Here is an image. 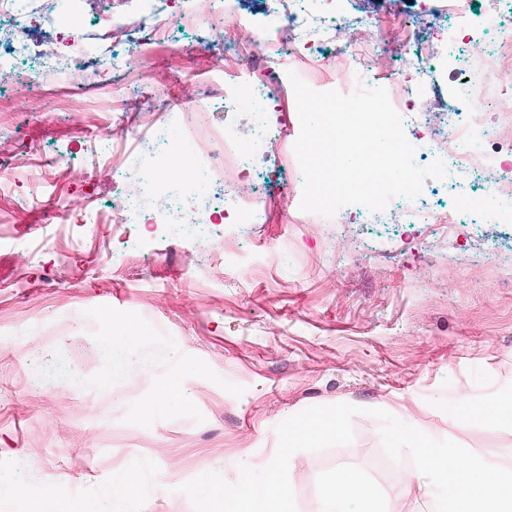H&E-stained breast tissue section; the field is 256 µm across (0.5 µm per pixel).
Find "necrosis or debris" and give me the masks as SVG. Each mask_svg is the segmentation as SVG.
Segmentation results:
<instances>
[{
  "mask_svg": "<svg viewBox=\"0 0 512 512\" xmlns=\"http://www.w3.org/2000/svg\"><path fill=\"white\" fill-rule=\"evenodd\" d=\"M81 0H0V86L22 89L25 79L5 64V57H35L38 68L32 74L33 82H41L51 74L81 71L89 86L104 89L121 86L131 69L142 66L149 49L174 37L175 26L198 27L208 33H220L223 27L244 28L250 19L240 12L241 0H219L220 7L212 15L198 18L194 13L178 8V0H149L144 11L114 15L97 11L88 23L63 33L61 22L72 13ZM325 10L311 16L303 0H273L275 17L287 21L291 35L281 40L277 29L265 34L271 46L270 54L258 65L253 74L257 96L267 101L282 92L288 80L289 63L316 65L318 53L332 45L336 30L344 22L342 14L332 9L333 0H324ZM512 64V33L504 34L492 52L476 64L460 71H449L448 80L469 91L472 112L469 120H460L455 109H448L445 118L448 132L433 136L427 144L451 162L459 174L469 169H490L486 198L496 201L512 193V163L500 156L489 154L486 144L492 128L486 121L485 102L489 95L511 96L512 88L493 84L495 72L503 65ZM228 89L218 83L202 84L194 105L182 106L180 124L175 130L160 125L150 138L143 141L141 150L148 158L180 149L191 154L197 172L206 177L205 188H198L195 180H188L169 196L164 208L149 212L145 203L146 187L154 178L150 167L113 182L112 189L118 199L110 215L92 212L83 216L86 224H151L160 222L191 228L196 224L194 213L183 206L185 197L196 201L197 211L212 214L217 194H224L237 208L259 213L264 201L261 196L241 197L232 190L231 178L235 172L249 165L251 155L240 146L234 126L219 127L202 118L215 99H223L228 112L240 111L239 103L228 99ZM471 205H463L454 215L447 216L421 206L398 209L387 206L375 213L374 219L382 224H444L449 218L471 215Z\"/></svg>",
  "mask_w": 512,
  "mask_h": 512,
  "instance_id": "1",
  "label": "necrosis or debris"
}]
</instances>
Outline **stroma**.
Wrapping results in <instances>:
<instances>
[{"label": "stroma", "mask_w": 512, "mask_h": 512, "mask_svg": "<svg viewBox=\"0 0 512 512\" xmlns=\"http://www.w3.org/2000/svg\"><path fill=\"white\" fill-rule=\"evenodd\" d=\"M470 37L455 53L438 46L424 82L463 111L468 100L449 69L486 56L485 19L512 28V0H474ZM253 21L235 30L229 70L267 54L260 30L269 0H243ZM423 0H337L353 22L337 45L356 41L369 67L343 58L311 72L317 91L348 94L376 87L396 68L402 21H419ZM178 53L154 46L147 73L166 97L194 101L214 78L213 52L194 37ZM112 99L87 91L81 73L53 87L31 84L25 97L0 92V117L18 145L63 156L48 182L20 175L0 186V512H23L49 483L61 485L54 512H193L180 485L209 472L233 478L235 462L260 463L277 446V426L308 407H361L354 440L295 453L289 466L298 512H318L336 469H356L374 488L378 512H428L410 488L409 456L391 460L369 408L407 403L447 438L461 416L454 394L476 403L512 390V197L489 214L457 225L448 247L442 224H370L361 205L340 208L332 223L299 208L304 177L282 175L252 141L255 116H235L253 162L235 183L242 196L263 192L261 223L216 224L217 252L198 240L143 224H103L97 232L55 215L52 187L69 190L73 210L108 211L111 167L141 161L134 129L113 121ZM107 122L119 150L99 165L90 130ZM138 339L124 337L127 327ZM187 382L180 409L139 413L162 382ZM473 449L512 457V425L473 423L459 433ZM139 474L135 500L113 485Z\"/></svg>", "instance_id": "1"}]
</instances>
